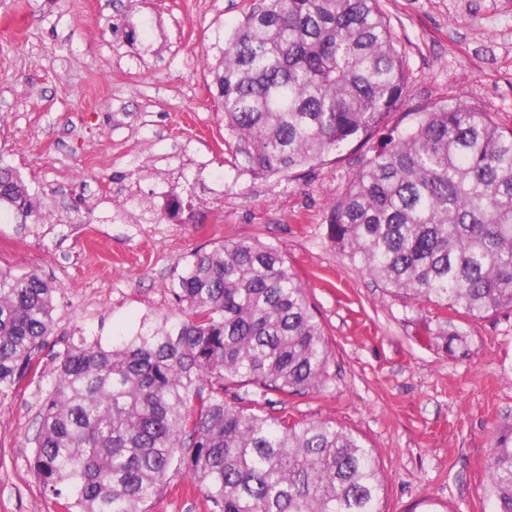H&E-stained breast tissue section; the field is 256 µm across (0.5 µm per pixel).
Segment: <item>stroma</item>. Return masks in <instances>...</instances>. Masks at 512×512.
<instances>
[{
	"label": "stroma",
	"mask_w": 512,
	"mask_h": 512,
	"mask_svg": "<svg viewBox=\"0 0 512 512\" xmlns=\"http://www.w3.org/2000/svg\"><path fill=\"white\" fill-rule=\"evenodd\" d=\"M257 0H0V158L41 205L34 235L0 223V267L59 284L40 358L133 336L176 307L191 254L220 240L280 247L329 341L322 385L271 412L333 421L373 449L384 512H488L492 436L512 427V312L458 316L390 293L349 263L324 217L365 152L301 175L244 171L203 61ZM408 92L388 122L462 101L512 126V0H382ZM187 204L166 214L172 192ZM458 329L463 342L421 343ZM41 382L0 396V512H61L30 461ZM151 512H211L170 472Z\"/></svg>",
	"instance_id": "1"
}]
</instances>
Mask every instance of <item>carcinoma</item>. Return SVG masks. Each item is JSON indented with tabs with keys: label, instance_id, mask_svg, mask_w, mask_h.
<instances>
[{
	"label": "carcinoma",
	"instance_id": "carcinoma-1",
	"mask_svg": "<svg viewBox=\"0 0 512 512\" xmlns=\"http://www.w3.org/2000/svg\"><path fill=\"white\" fill-rule=\"evenodd\" d=\"M381 2L261 0L211 66L224 131L257 178L381 136L324 217L330 242L394 293L475 318L511 312L512 127L455 103L385 130L407 83ZM7 213L43 218L0 159ZM58 292L0 269V396L43 378ZM173 292L179 308L152 332L56 355L33 470L63 512H149L182 468L212 512H383L376 457L353 432L267 412L270 394L319 387L331 356L282 251L216 242ZM249 387L258 397L237 406ZM487 468L492 512H512V428L492 437Z\"/></svg>",
	"mask_w": 512,
	"mask_h": 512
}]
</instances>
